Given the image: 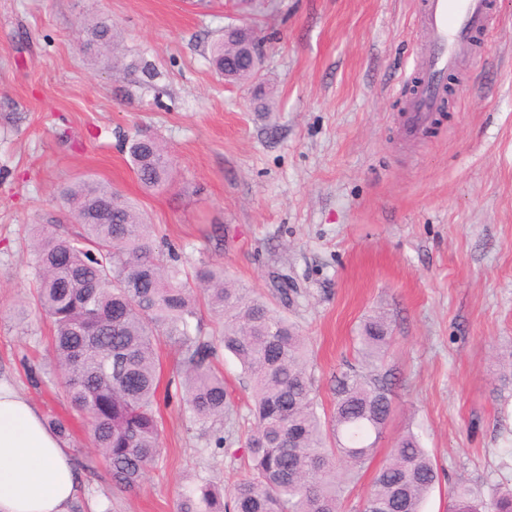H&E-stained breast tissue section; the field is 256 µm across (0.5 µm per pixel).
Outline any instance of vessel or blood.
Returning <instances> with one entry per match:
<instances>
[{
    "label": "vessel or blood",
    "instance_id": "1",
    "mask_svg": "<svg viewBox=\"0 0 512 512\" xmlns=\"http://www.w3.org/2000/svg\"><path fill=\"white\" fill-rule=\"evenodd\" d=\"M491 8V0H424L419 85L404 107L407 136L423 131L441 110L448 75L459 69L473 38L487 32Z\"/></svg>",
    "mask_w": 512,
    "mask_h": 512
}]
</instances>
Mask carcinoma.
Segmentation results:
<instances>
[{"instance_id": "1", "label": "carcinoma", "mask_w": 512, "mask_h": 512, "mask_svg": "<svg viewBox=\"0 0 512 512\" xmlns=\"http://www.w3.org/2000/svg\"><path fill=\"white\" fill-rule=\"evenodd\" d=\"M113 30L96 19L82 34L115 66ZM257 37L250 24L226 28L211 47L215 72L230 82L254 79L245 47ZM127 145L141 187L165 186L171 169L164 146L139 136ZM60 201L83 233L66 237L32 225L35 312L53 327L61 391L89 414L90 447L109 461L112 483L138 487L158 459V345L179 353L176 389L190 421L204 431L229 415L224 374L215 368L222 347L250 380L254 423L243 441L250 475L227 502L201 482L182 497L178 512H340L392 417L391 383L375 372L391 346L384 316L362 322L357 364L335 377L336 403L321 414L306 339L266 298L238 286L222 265L171 263L152 225L109 183L72 182ZM199 291L220 322L216 336L203 334ZM438 481L430 455L409 432L377 470L361 512H421ZM448 496L454 512H512V488L484 501L461 481Z\"/></svg>"}]
</instances>
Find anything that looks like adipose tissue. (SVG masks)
Segmentation results:
<instances>
[{"label": "adipose tissue", "instance_id": "obj_1", "mask_svg": "<svg viewBox=\"0 0 512 512\" xmlns=\"http://www.w3.org/2000/svg\"><path fill=\"white\" fill-rule=\"evenodd\" d=\"M79 494L74 460L40 408L0 382V512H71Z\"/></svg>", "mask_w": 512, "mask_h": 512}]
</instances>
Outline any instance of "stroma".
<instances>
[{"label":"stroma","instance_id":"35a3bbf8","mask_svg":"<svg viewBox=\"0 0 512 512\" xmlns=\"http://www.w3.org/2000/svg\"><path fill=\"white\" fill-rule=\"evenodd\" d=\"M422 0H0V378L87 448L86 418L58 392L51 327L14 308L34 295L29 228L74 232L60 186L92 178L134 200L181 261L220 264L306 336L319 402L362 319L387 315L393 416L344 503L353 512L395 440L416 434L441 483L422 512H448V485L512 486V0L448 77L427 133L401 110L425 39ZM107 17L119 68L87 53L84 20ZM258 19L259 81L228 83L209 62L224 27ZM156 76L144 82L143 63ZM265 90L272 110L255 109ZM162 141L174 178L142 189L125 144ZM287 288L280 296L279 288ZM220 369L232 405L224 449L178 397L160 406L161 454L136 489L109 465L79 471L77 512H176L205 478L231 489L248 470L253 421L239 363Z\"/></svg>","mask_w":512,"mask_h":512}]
</instances>
